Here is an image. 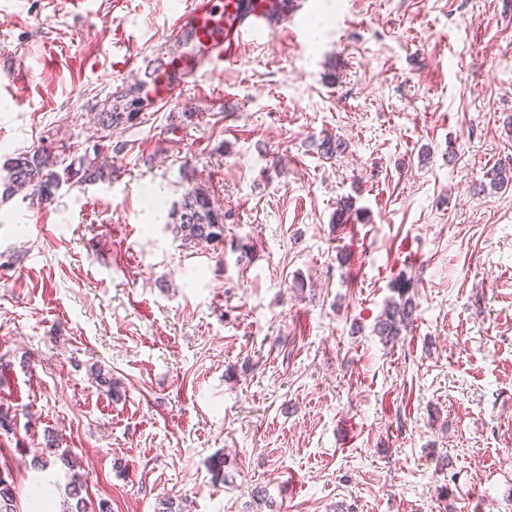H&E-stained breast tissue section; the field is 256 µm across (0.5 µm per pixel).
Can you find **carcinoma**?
<instances>
[{
    "instance_id": "obj_1",
    "label": "carcinoma",
    "mask_w": 512,
    "mask_h": 512,
    "mask_svg": "<svg viewBox=\"0 0 512 512\" xmlns=\"http://www.w3.org/2000/svg\"><path fill=\"white\" fill-rule=\"evenodd\" d=\"M3 194L9 196L19 188H28L31 195L50 204L64 185L95 182L104 178L99 157H81L78 163H65L54 151L41 146L34 151L17 154L6 166ZM493 185L512 182V163L498 165L485 172ZM169 228L184 246L224 240V212L216 207L209 195L200 188L189 190L179 207L171 212ZM413 313V304L407 299L393 303L377 322L381 336L394 339L407 328ZM86 480L73 475L67 487L64 512H87ZM0 512H16L15 487L10 472L0 469Z\"/></svg>"
}]
</instances>
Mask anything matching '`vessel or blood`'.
I'll return each mask as SVG.
<instances>
[{"label": "vessel or blood", "mask_w": 512, "mask_h": 512, "mask_svg": "<svg viewBox=\"0 0 512 512\" xmlns=\"http://www.w3.org/2000/svg\"><path fill=\"white\" fill-rule=\"evenodd\" d=\"M283 0H190L174 19L164 42L131 66L144 90L154 97L173 99L189 81L237 58L247 42L265 36L283 22ZM183 41L185 54L169 55L167 45Z\"/></svg>", "instance_id": "1"}]
</instances>
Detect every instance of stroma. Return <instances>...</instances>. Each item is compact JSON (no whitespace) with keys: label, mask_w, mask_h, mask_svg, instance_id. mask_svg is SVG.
<instances>
[{"label":"stroma","mask_w":512,"mask_h":512,"mask_svg":"<svg viewBox=\"0 0 512 512\" xmlns=\"http://www.w3.org/2000/svg\"><path fill=\"white\" fill-rule=\"evenodd\" d=\"M186 3L0 14V164L97 148L106 171L0 199L20 512H60L62 450L89 512H512V184L483 177L512 159V0H305L179 99L144 98L120 64ZM193 187L223 242L167 229ZM399 279L414 321L387 344Z\"/></svg>","instance_id":"1"}]
</instances>
